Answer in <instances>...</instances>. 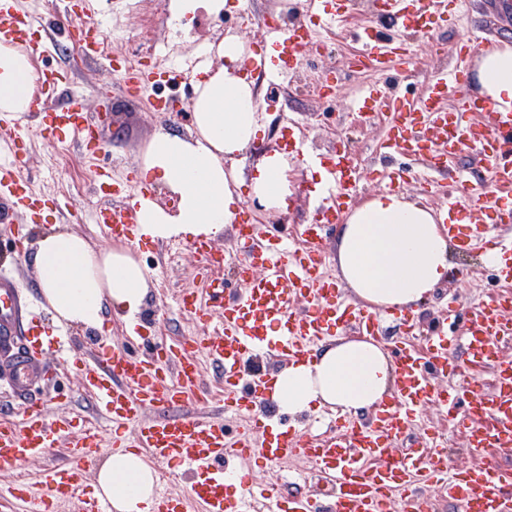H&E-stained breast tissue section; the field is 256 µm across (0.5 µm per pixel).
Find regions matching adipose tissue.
Returning a JSON list of instances; mask_svg holds the SVG:
<instances>
[{
    "mask_svg": "<svg viewBox=\"0 0 512 512\" xmlns=\"http://www.w3.org/2000/svg\"><path fill=\"white\" fill-rule=\"evenodd\" d=\"M224 65L200 83L194 105L197 136L188 141L158 131L147 145L141 172L157 176L177 198L175 211L141 201L140 238L214 239L238 211L239 164L261 131L262 101L239 77L240 37L224 39ZM31 66L13 50L0 49V110L14 115L32 94ZM477 96L512 109V44L484 49L476 62ZM287 151L272 150L255 164L249 186L269 209L287 210L291 194ZM35 263L42 296L56 325L98 326L107 306L136 313L147 294L146 272L127 251L99 247L68 231L44 234ZM343 278L370 306L402 310L424 302L448 277V237L434 210L404 194L382 192L349 212L340 232ZM393 366L382 346L367 339L344 341L311 362H294L278 376L275 397L292 411L336 406L355 412L378 404L389 390ZM155 475L136 453L107 456L95 489L115 512H151Z\"/></svg>",
    "mask_w": 512,
    "mask_h": 512,
    "instance_id": "adipose-tissue-1",
    "label": "adipose tissue"
}]
</instances>
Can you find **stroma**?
<instances>
[{
	"mask_svg": "<svg viewBox=\"0 0 512 512\" xmlns=\"http://www.w3.org/2000/svg\"><path fill=\"white\" fill-rule=\"evenodd\" d=\"M496 2L469 0L466 10L461 11L458 17L436 27L426 40L415 41L417 54L428 55L429 60L426 64L409 67V76L401 83V90L410 96L422 91L431 73L449 63L458 43L466 37L471 22L491 12ZM344 11L342 21L327 34L330 56L311 60L312 68L320 72L331 65L343 70L344 81L335 98H308L300 91L290 92L281 97L276 106L264 107V128L257 141L264 149L281 145L292 129L304 135L311 145L330 142L334 134H342L343 142L360 172L361 196L366 199L381 190L376 178L378 172L386 168H402L403 163L390 155L376 159L375 153L384 135L383 125L348 111L347 103L358 87L374 79L372 73L350 69L349 64L360 50L356 34L361 28L390 33L394 27L372 11L369 0H344ZM42 62L63 70L67 75L66 82L55 95L56 103L64 104L80 98L89 109L95 110L104 101L110 111L101 128L104 148L94 158L85 156L75 145L31 132V122L27 117L18 120L20 129L28 133L23 172L30 178L34 193L68 208L63 215L48 209L35 218L24 213L16 218L15 224L20 223L27 228L25 249L18 258L17 272L23 286L35 293L39 292L40 285L33 259L34 244L42 234L54 229L74 231L97 245L109 247L113 244L111 236L90 220L97 203L94 190L97 167L109 166L119 160L126 170L140 175L142 154L158 129L183 138L191 135L184 122L153 117L143 101H128L118 89L109 59H85L73 51L66 39L61 38ZM131 251L144 267L148 284V293L134 321L123 320L109 307L105 310L101 328L73 324L69 327L70 332L81 338L98 336L117 346L123 345L128 333L136 330L154 342L202 335V322L179 307L182 290L199 285L201 260L195 254L191 241L176 238L143 241L132 246ZM451 261L456 266H468L470 276L461 282H441L424 303L415 307L413 313L422 324L436 321L441 303L448 295L469 301L499 287L495 269L483 264L479 256L455 250L451 253ZM45 395L49 399L47 414L51 417L59 414L64 406L85 412L91 409V401L75 369L66 362L60 363ZM311 469V464L293 460L274 468L257 469L256 477L266 482L278 481L284 492L304 493L313 487L309 476Z\"/></svg>",
	"mask_w": 512,
	"mask_h": 512,
	"instance_id": "obj_1",
	"label": "stroma"
}]
</instances>
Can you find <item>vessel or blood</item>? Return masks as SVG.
Here are the masks:
<instances>
[{"label": "vessel or blood", "instance_id": "vessel-or-blood-1", "mask_svg": "<svg viewBox=\"0 0 512 512\" xmlns=\"http://www.w3.org/2000/svg\"><path fill=\"white\" fill-rule=\"evenodd\" d=\"M300 7L309 17L301 28L285 30L260 18L263 38L276 46L278 56L270 62L251 51L241 66L245 78L287 76L319 43L321 32L342 19L335 0H300ZM373 7L398 33L384 37L363 31L353 64L372 70L378 81L362 89L350 109L385 120L382 149L414 157L427 169L477 156L484 189L474 193L460 181L447 185L426 179L422 185L440 197L449 239L464 252L485 254L503 291L464 305L450 300L443 322L425 331L415 316L402 315L406 334L389 348L392 384L369 416L338 420L334 429L318 434L284 419L268 426L275 376L247 371L250 359L265 352L290 362L310 360L343 333L384 340V312L355 300L322 255L328 225L342 218L359 192L358 171L345 148L314 161L303 141L292 138L289 157L304 169L318 163L324 190L308 222L289 231L258 232L244 214L233 224L235 252H220L203 240L194 243L203 263L202 285L185 290L181 304L204 321L203 336L172 346L131 336L120 347L94 338L89 354L79 358L70 336L44 341L28 335L26 326L37 319L40 307L14 276L0 273V391L20 409L15 416L0 415V472L46 457L51 448H65L64 459L44 468L36 482L20 478L1 484L0 498L29 503L31 512H57L63 503L76 504L77 512H113L111 500L87 482L105 448L137 451L155 466L177 467L191 476L188 497L156 487L154 512H190L195 501L202 512H252L257 502L278 504V512H323L315 495L280 498L279 484L257 485L241 467L245 461L280 465L291 459L310 462L335 487L333 512H429L434 491L459 512H512V469L477 463L489 449L512 447V359L501 353L503 343L512 340V110L500 111L484 98L448 97L449 89L463 85L486 42L482 25L419 95L386 92L380 78L412 59L402 32L427 35L432 24L446 21L447 0H373ZM51 30L74 41L81 56H97L101 31L91 19L89 0H69L48 26L25 0H0V45L45 54ZM114 74L134 99L154 77L147 68L119 67ZM63 78L62 70L44 68L29 112L37 117L40 133L97 154L102 146L83 100L63 106L51 100ZM23 143L20 134L11 135L10 154L0 159V188L10 197L1 221L15 210L35 213L44 207L22 173ZM99 178L108 190L95 209V222L113 239L135 240L139 190L132 182L113 179L107 168ZM227 265L234 266V278L223 277ZM417 335L423 336V345L414 344ZM68 359L74 360L81 385L92 392L109 432L96 421L49 419L36 400V385L54 377V361ZM205 360L224 380V412L217 416L194 408L204 393ZM486 374L492 380L488 390L482 385ZM428 404L460 430L472 464L449 465L446 442L423 423ZM229 486L237 487L235 498L225 496Z\"/></svg>", "mask_w": 512, "mask_h": 512}]
</instances>
